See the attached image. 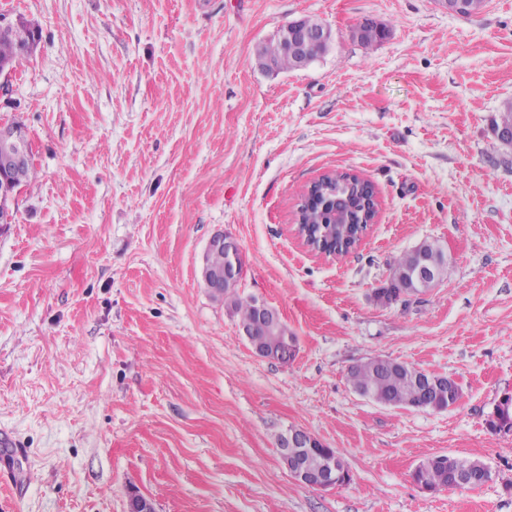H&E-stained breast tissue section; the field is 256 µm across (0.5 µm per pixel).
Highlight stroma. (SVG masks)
Segmentation results:
<instances>
[{"label":"stroma","mask_w":512,"mask_h":512,"mask_svg":"<svg viewBox=\"0 0 512 512\" xmlns=\"http://www.w3.org/2000/svg\"><path fill=\"white\" fill-rule=\"evenodd\" d=\"M39 28L0 125L24 126L37 178L0 226V429L27 455L0 512H512V0L471 18L435 0H0ZM328 24L330 52L269 75L255 48L287 21ZM384 24L373 48L352 39ZM330 170L375 187L379 213L339 257L298 240L299 191ZM238 241V293L279 310L288 363L258 356L200 279L216 232ZM443 241L448 277L383 306L388 264ZM381 356L455 378L443 411L358 396ZM300 428L349 480L284 466ZM477 458L479 488L412 479ZM318 446H323V443L317 437L301 429L291 428L280 443L282 461L291 476L299 483L321 489L343 485L347 480L346 478L342 479L344 470L338 465L336 457L340 458L342 467L346 468L344 460L333 448H327V446L317 448ZM311 448L317 449L303 456V453ZM332 453H336V456L328 457L323 467L325 456ZM302 456V463L307 469L321 470L307 472L301 469L300 459ZM448 456L437 455L422 461L420 468L413 472L414 481L418 483L423 481L426 485L439 490L457 487L468 488L469 486L459 485L457 479L459 474H465L469 469L475 468L483 462L474 458L454 456L448 464ZM420 486L425 489L422 485Z\"/></svg>","instance_id":"35a3bbf8"}]
</instances>
